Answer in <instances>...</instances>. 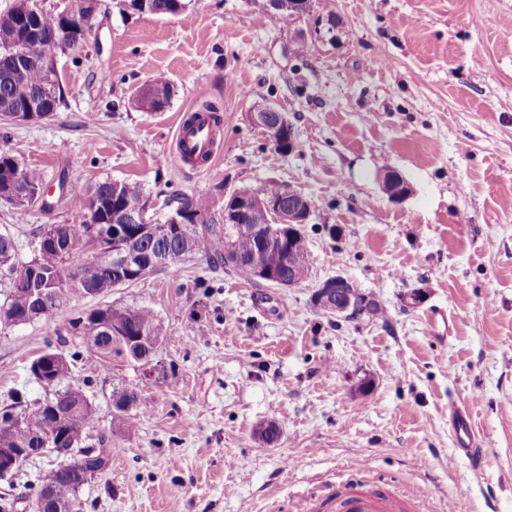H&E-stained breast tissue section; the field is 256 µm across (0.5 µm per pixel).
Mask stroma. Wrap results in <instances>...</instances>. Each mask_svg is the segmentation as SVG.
<instances>
[{
    "label": "stroma",
    "mask_w": 512,
    "mask_h": 512,
    "mask_svg": "<svg viewBox=\"0 0 512 512\" xmlns=\"http://www.w3.org/2000/svg\"><path fill=\"white\" fill-rule=\"evenodd\" d=\"M185 2L159 17L102 0L83 59L57 61L64 104L6 128L50 208L0 205V228L23 245L38 225L72 223L73 198L105 178L139 183L160 214L175 195L208 198L217 218L225 192L278 183L313 204L309 276L279 288L197 256L103 297L155 311L167 373L74 361L94 431L112 435L83 512H326L352 482L419 486L415 512H512V0H313L279 24L259 23L263 0ZM157 74L172 96L146 112L134 97ZM205 100L224 126L215 159L191 166L174 136ZM265 103L292 124L288 155L249 119ZM385 166L408 182L403 200L383 192ZM336 276L384 317L321 314L314 293ZM63 321L0 341V404L44 398L29 363ZM121 386L146 405L115 432ZM457 410L481 465L457 444Z\"/></svg>",
    "instance_id": "35a3bbf8"
}]
</instances>
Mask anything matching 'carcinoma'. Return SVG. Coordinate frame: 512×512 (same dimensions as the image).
Returning a JSON list of instances; mask_svg holds the SVG:
<instances>
[{"label": "carcinoma", "instance_id": "carcinoma-1", "mask_svg": "<svg viewBox=\"0 0 512 512\" xmlns=\"http://www.w3.org/2000/svg\"><path fill=\"white\" fill-rule=\"evenodd\" d=\"M158 16H174L186 9L184 0H152ZM71 11L79 16L97 14L99 0H70ZM310 8V0H285L282 7L263 15L271 20H286L291 15L303 13ZM29 26L43 31L41 40V63L30 65L21 79L14 77L13 63L0 56V116L12 114L25 108L28 99L48 94V113L59 109L64 101V91L54 67L56 58L67 49H75L88 42L94 25L71 28L66 18L38 8L25 15L19 2L0 13V50L12 47L19 41L21 33ZM145 96L149 109L163 110L171 97V86L164 76H156L145 85ZM21 171L27 199L14 200L2 195L15 170ZM149 202L141 186L125 181L106 179L90 186L74 201L79 221L73 224H45L31 232L27 256L21 255V247L13 235L0 233V281L6 292L0 309V338H7L12 328L34 324L61 312H70L64 331L57 332L59 341L69 346L64 360L58 365L55 375L60 377L58 388L53 390L47 402L32 404L21 392L10 396V401L0 407V447L40 448L47 437L66 433L65 447H81L87 431L94 421L93 403L74 409L69 397L67 379L70 361L77 359L129 360L139 363L148 361L159 350L163 340L162 328L154 310L147 306H112L76 310L73 303L84 299L87 293L95 297L105 296L118 287V279L112 270L99 264H84L71 270L70 265L80 261L81 254L89 243L88 233L98 226L102 254L118 247L138 261L134 276L126 285L142 280L154 271L180 265L187 257L200 255L211 265H223L224 242L231 241L234 250L241 256V263L234 271L251 282L257 281L252 258L265 251L269 242L270 216L259 204L252 205L240 213L236 224H218L210 215L209 204L189 196L176 198L173 214H187L188 224L180 234L169 235L164 227L168 221L157 224H120L121 232L113 233L112 208L120 201ZM102 203L103 210L92 211L94 203ZM0 203L18 211L38 207L50 208L44 199L43 177L40 173L25 169L10 152L0 147ZM208 217L200 228H193L194 217ZM288 261L309 265L308 246L305 235L300 233L283 246ZM24 274L28 286L15 287L11 276ZM145 405L142 394L131 388L121 387L113 391L112 424L117 428L134 426L138 414ZM80 485L79 472L68 469L63 463L38 473L32 483L25 484L28 493L0 495V512H17L21 499H32L45 503V512H65V504L53 498V491H63Z\"/></svg>", "mask_w": 512, "mask_h": 512}]
</instances>
